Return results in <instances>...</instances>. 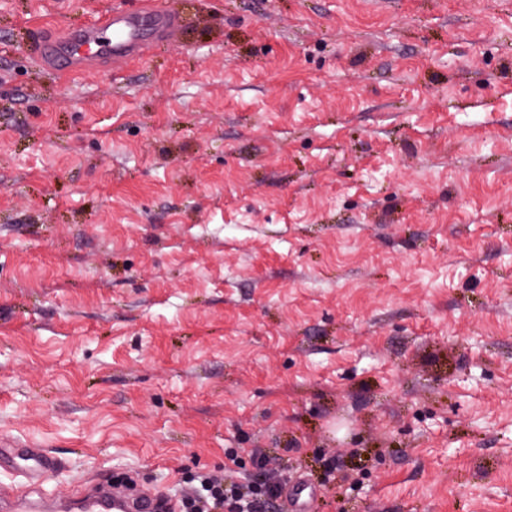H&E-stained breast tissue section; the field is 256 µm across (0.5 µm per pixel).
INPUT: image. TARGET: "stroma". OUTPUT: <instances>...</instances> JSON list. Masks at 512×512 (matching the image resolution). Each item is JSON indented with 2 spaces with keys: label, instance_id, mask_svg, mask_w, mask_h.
Returning a JSON list of instances; mask_svg holds the SVG:
<instances>
[{
  "label": "stroma",
  "instance_id": "1",
  "mask_svg": "<svg viewBox=\"0 0 512 512\" xmlns=\"http://www.w3.org/2000/svg\"><path fill=\"white\" fill-rule=\"evenodd\" d=\"M155 3L63 77L37 34L137 0H0V443L512 512V0ZM182 28L176 13L158 12L148 4L134 10H111L72 30L44 32L35 56L58 74L105 66L116 69L141 59L151 40H177Z\"/></svg>",
  "mask_w": 512,
  "mask_h": 512
}]
</instances>
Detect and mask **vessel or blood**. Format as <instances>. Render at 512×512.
<instances>
[{
  "label": "vessel or blood",
  "mask_w": 512,
  "mask_h": 512,
  "mask_svg": "<svg viewBox=\"0 0 512 512\" xmlns=\"http://www.w3.org/2000/svg\"><path fill=\"white\" fill-rule=\"evenodd\" d=\"M183 24L174 12H159L143 6L133 10H111L89 23L70 29L44 33L35 52L42 66L52 70L90 72L108 66L119 68L141 59L150 41L171 42L181 34ZM26 463L22 474L28 486L40 487L58 467L50 455L32 448H0V467L14 460ZM34 512H62L57 499L29 502L14 488H0V512H24L25 504ZM134 512H156L154 493L140 490L125 496L113 492L110 484L77 497V512H121L124 506ZM282 512H314L315 498L307 481L289 482Z\"/></svg>",
  "instance_id": "obj_1"
}]
</instances>
